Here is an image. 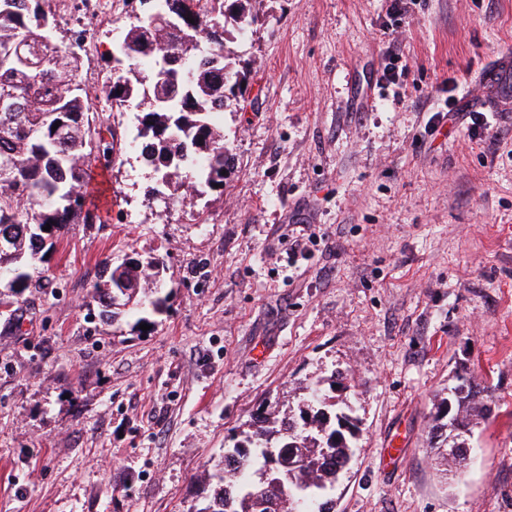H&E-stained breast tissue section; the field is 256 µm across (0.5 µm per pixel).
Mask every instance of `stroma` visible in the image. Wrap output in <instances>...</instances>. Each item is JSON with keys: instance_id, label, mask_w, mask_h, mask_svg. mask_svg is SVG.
Instances as JSON below:
<instances>
[{"instance_id": "stroma-1", "label": "stroma", "mask_w": 512, "mask_h": 512, "mask_svg": "<svg viewBox=\"0 0 512 512\" xmlns=\"http://www.w3.org/2000/svg\"><path fill=\"white\" fill-rule=\"evenodd\" d=\"M249 0L229 48L249 73L222 117L223 189L179 203L130 147L140 109L86 166L73 224L0 326V512H197L251 417L342 374L360 432L334 512H512V114L429 134L451 87L512 53V0ZM134 21L112 0L79 51L106 80ZM408 69L380 85L394 58ZM305 254L294 251L296 242ZM165 260L162 312L103 320V261ZM486 389L462 473L429 453L438 394Z\"/></svg>"}]
</instances>
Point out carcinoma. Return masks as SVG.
I'll use <instances>...</instances> for the list:
<instances>
[{
    "mask_svg": "<svg viewBox=\"0 0 512 512\" xmlns=\"http://www.w3.org/2000/svg\"><path fill=\"white\" fill-rule=\"evenodd\" d=\"M44 2L0 0V234L11 238L8 250L0 249V275L7 268L16 272L11 291L18 300L32 285L29 269L44 262L47 239L69 224L100 220L84 208V165L94 152L111 150L89 115L77 55L54 43V19ZM136 2L144 11L135 15L117 60L127 66L106 86V99L146 106L138 130L141 156L173 194L221 188L233 155L215 116L230 107L228 93L247 77L225 40L210 38V30L225 25L233 11L245 20V0ZM58 119L63 123L56 128ZM184 168L194 173L188 184L174 181ZM155 262L149 256L123 270L104 263L94 285L101 316L113 320L147 306L162 311L167 297L160 296L155 277L162 271ZM484 392L474 378L461 376L437 404L430 449L457 469L469 445L452 444L450 459L443 432L450 426L470 432L488 419L492 408ZM351 412L352 406L329 404L311 387L297 413L278 422L253 416L244 440L224 452L221 474L208 475L217 481L197 512H331L327 494L349 468L357 437L355 431L338 437L336 428L353 420Z\"/></svg>",
    "mask_w": 512,
    "mask_h": 512,
    "instance_id": "1",
    "label": "carcinoma"
}]
</instances>
